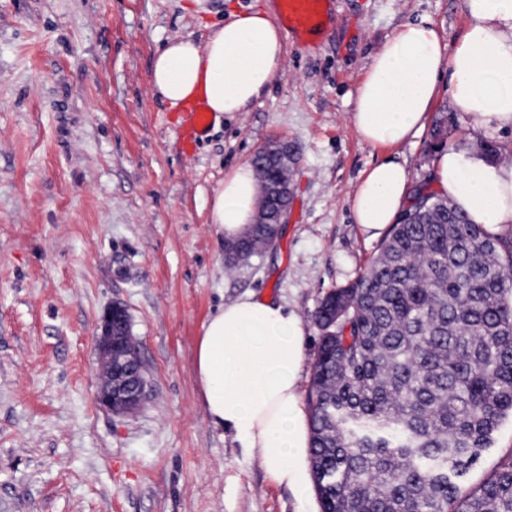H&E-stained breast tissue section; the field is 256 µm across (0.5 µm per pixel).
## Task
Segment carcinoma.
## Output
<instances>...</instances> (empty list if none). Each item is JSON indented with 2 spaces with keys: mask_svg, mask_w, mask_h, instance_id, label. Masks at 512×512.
<instances>
[{
  "mask_svg": "<svg viewBox=\"0 0 512 512\" xmlns=\"http://www.w3.org/2000/svg\"><path fill=\"white\" fill-rule=\"evenodd\" d=\"M441 117L424 154L447 147ZM261 185L291 168L260 159ZM377 256L328 292L313 367L311 460L321 512H512V458L475 489L457 479L512 416V240L472 224L427 177ZM280 239L257 223L227 268Z\"/></svg>",
  "mask_w": 512,
  "mask_h": 512,
  "instance_id": "1",
  "label": "carcinoma"
}]
</instances>
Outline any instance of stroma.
I'll list each match as a JSON object with an SVG mask.
<instances>
[{"instance_id":"35a3bbf8","label":"stroma","mask_w":512,"mask_h":512,"mask_svg":"<svg viewBox=\"0 0 512 512\" xmlns=\"http://www.w3.org/2000/svg\"><path fill=\"white\" fill-rule=\"evenodd\" d=\"M271 2L0 0V512H309L208 420L201 327L244 292L279 299L303 321L309 391L314 312L382 243L353 220L362 172L390 158L411 179L430 173V130L385 149L358 139L364 66L406 23L454 49L466 17L461 0H332L323 32L286 43L281 75L184 154L181 115L152 89L157 50ZM276 138L298 158L279 246L225 271L215 192ZM116 301L152 389L127 417L95 403V329ZM510 454L507 417L462 490Z\"/></svg>"}]
</instances>
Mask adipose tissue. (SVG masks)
Instances as JSON below:
<instances>
[{
	"instance_id": "1",
	"label": "adipose tissue",
	"mask_w": 512,
	"mask_h": 512,
	"mask_svg": "<svg viewBox=\"0 0 512 512\" xmlns=\"http://www.w3.org/2000/svg\"><path fill=\"white\" fill-rule=\"evenodd\" d=\"M467 27L453 52L435 29L406 24L365 67L351 115L361 142L396 146L418 136L448 85L473 134L512 128V0H462ZM284 41L269 14L231 15L205 43L186 38L160 47L152 86L170 105L204 95L213 116L243 111L280 73ZM433 178L469 221L496 238H512V161L489 162L448 146L432 162ZM408 170L386 158L367 169L351 200L356 224L378 237L399 219ZM260 186L252 163L224 177L210 219L233 239L253 224ZM301 318L253 292L226 303L203 324L196 380L208 419L233 435L267 476L297 496L309 494V411L300 392L304 358Z\"/></svg>"
}]
</instances>
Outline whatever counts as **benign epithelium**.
Returning <instances> with one entry per match:
<instances>
[{"label":"benign epithelium","instance_id":"obj_1","mask_svg":"<svg viewBox=\"0 0 512 512\" xmlns=\"http://www.w3.org/2000/svg\"><path fill=\"white\" fill-rule=\"evenodd\" d=\"M125 306L114 303L103 314L95 338L99 362L97 405L114 414L141 409L149 398L138 344L132 333L122 331Z\"/></svg>","mask_w":512,"mask_h":512}]
</instances>
